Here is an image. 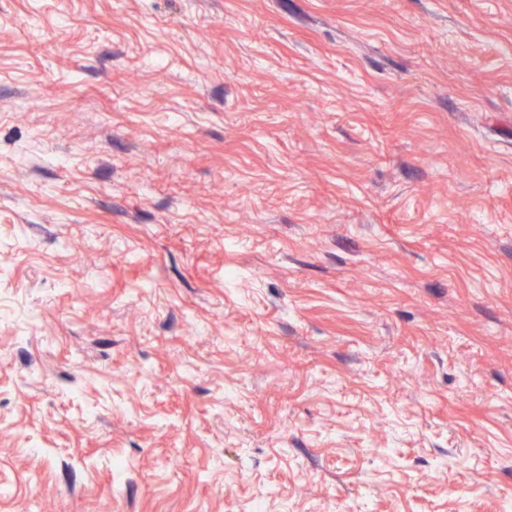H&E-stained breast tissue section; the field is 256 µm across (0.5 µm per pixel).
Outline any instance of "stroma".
<instances>
[{
    "mask_svg": "<svg viewBox=\"0 0 512 512\" xmlns=\"http://www.w3.org/2000/svg\"><path fill=\"white\" fill-rule=\"evenodd\" d=\"M512 0H0V512H504Z\"/></svg>",
    "mask_w": 512,
    "mask_h": 512,
    "instance_id": "35a3bbf8",
    "label": "stroma"
}]
</instances>
